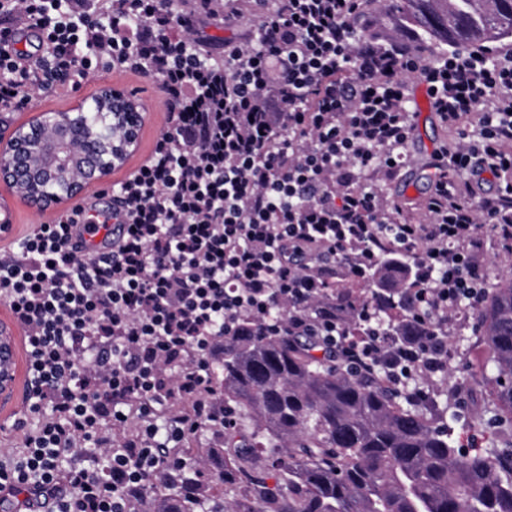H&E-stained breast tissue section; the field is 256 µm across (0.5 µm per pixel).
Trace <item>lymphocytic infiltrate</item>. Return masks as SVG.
<instances>
[{"mask_svg": "<svg viewBox=\"0 0 512 512\" xmlns=\"http://www.w3.org/2000/svg\"><path fill=\"white\" fill-rule=\"evenodd\" d=\"M362 0H0V112L114 72L167 108L149 158L112 187L120 236L88 248L89 207L0 248V303L24 333L25 418L0 450V500L55 512H149L145 488L185 466L187 440L232 418L211 360L245 323L308 334L410 400L448 369V328L488 291L485 242L512 255V53L428 61L361 36ZM256 16L254 38L209 27ZM41 34L27 59L22 29ZM452 143L416 213L380 177L407 162V78ZM498 182L481 191L479 174ZM407 262L408 336L351 335L327 293L385 256ZM291 311L271 319L274 307Z\"/></svg>", "mask_w": 512, "mask_h": 512, "instance_id": "lymphocytic-infiltrate-1", "label": "lymphocytic infiltrate"}]
</instances>
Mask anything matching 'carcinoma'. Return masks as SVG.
<instances>
[{"label": "carcinoma", "mask_w": 512, "mask_h": 512, "mask_svg": "<svg viewBox=\"0 0 512 512\" xmlns=\"http://www.w3.org/2000/svg\"><path fill=\"white\" fill-rule=\"evenodd\" d=\"M451 47L512 36V0H372ZM406 273L383 266L368 296L331 290L356 310L381 305L388 327ZM481 368H492L489 429L465 449L435 407L401 401L376 373L349 374L312 354L301 336L248 326L224 337V410L234 427L198 471L167 477L173 493L146 491L154 512H512V278L476 309Z\"/></svg>", "instance_id": "carcinoma-1"}]
</instances>
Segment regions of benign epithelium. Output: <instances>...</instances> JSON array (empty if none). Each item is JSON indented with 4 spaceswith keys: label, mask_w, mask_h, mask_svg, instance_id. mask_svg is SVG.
<instances>
[{
    "label": "benign epithelium",
    "mask_w": 512,
    "mask_h": 512,
    "mask_svg": "<svg viewBox=\"0 0 512 512\" xmlns=\"http://www.w3.org/2000/svg\"><path fill=\"white\" fill-rule=\"evenodd\" d=\"M144 112L138 94L103 83L66 111L0 120V185L37 215L62 209L109 184L138 151ZM9 336L0 322V397L12 395Z\"/></svg>",
    "instance_id": "7a95c632"
}]
</instances>
